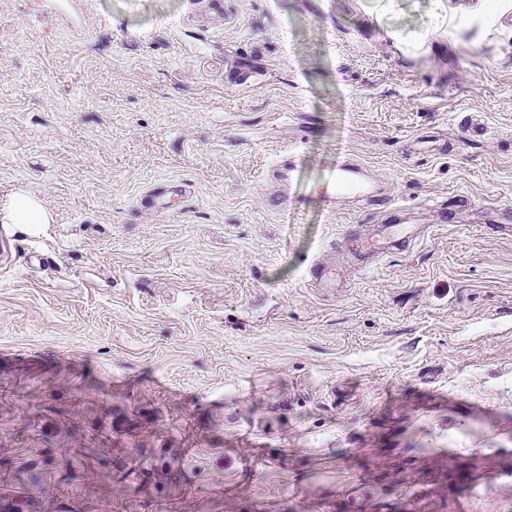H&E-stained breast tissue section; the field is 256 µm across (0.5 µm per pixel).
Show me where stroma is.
<instances>
[{
  "mask_svg": "<svg viewBox=\"0 0 512 512\" xmlns=\"http://www.w3.org/2000/svg\"><path fill=\"white\" fill-rule=\"evenodd\" d=\"M18 192L0 512H512V0H0ZM368 184L361 178V171L353 163L333 164L327 181L321 191L322 201H332L336 194L364 196L369 193ZM0 221L3 224H49L51 216L35 195L21 193L13 196L0 209ZM414 228V226L408 224L383 225L381 233L377 234L382 236V239L380 237H371L362 242V248L366 253L365 256L368 259L379 257L385 249V241L383 239H388L401 246L411 245L420 237V234Z\"/></svg>",
  "mask_w": 512,
  "mask_h": 512,
  "instance_id": "1",
  "label": "stroma"
}]
</instances>
